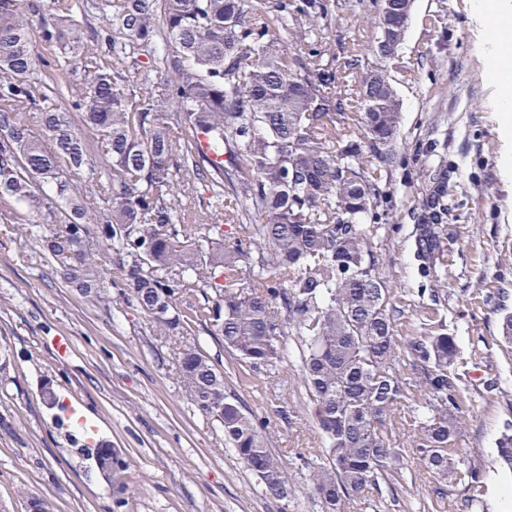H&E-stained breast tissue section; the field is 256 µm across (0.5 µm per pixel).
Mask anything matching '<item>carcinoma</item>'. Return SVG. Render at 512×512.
I'll return each instance as SVG.
<instances>
[{
    "instance_id": "cac0c4a2",
    "label": "carcinoma",
    "mask_w": 512,
    "mask_h": 512,
    "mask_svg": "<svg viewBox=\"0 0 512 512\" xmlns=\"http://www.w3.org/2000/svg\"><path fill=\"white\" fill-rule=\"evenodd\" d=\"M102 33H85L84 0H52L33 48L28 0H0V200L44 229L39 241L89 303L107 299L103 264L124 275L128 299L160 329L210 323L252 368L277 370L286 329L300 337L301 372L325 438L310 471L322 512L379 490L401 449L386 421L404 397L396 370V296L380 277L362 221L389 204L378 187L394 160L400 103L383 68L357 96L364 136L345 126L336 68L318 44L302 59L283 43L317 35L327 0H94ZM410 0L379 4V28L403 40ZM165 89L133 85L140 57ZM81 71L84 87L71 75ZM99 136L97 176L82 130ZM206 145H201V139ZM207 184L205 211L188 206ZM448 189L423 202L419 270L445 266ZM259 221L254 222L252 218ZM204 293L188 313L179 301ZM422 375L425 412L415 454L433 491L480 494L483 470L457 447L465 411L455 338L439 323L405 342ZM178 380L196 409L259 479L287 496L281 460L261 426L224 390L201 351L179 352Z\"/></svg>"
}]
</instances>
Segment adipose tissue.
<instances>
[{"instance_id": "ef3b65f1", "label": "adipose tissue", "mask_w": 512, "mask_h": 512, "mask_svg": "<svg viewBox=\"0 0 512 512\" xmlns=\"http://www.w3.org/2000/svg\"><path fill=\"white\" fill-rule=\"evenodd\" d=\"M472 11L494 26L493 38L483 46L485 69L494 107L502 114L499 134L512 144V0H474Z\"/></svg>"}]
</instances>
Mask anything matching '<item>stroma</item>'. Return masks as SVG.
Wrapping results in <instances>:
<instances>
[{
  "instance_id": "stroma-1",
  "label": "stroma",
  "mask_w": 512,
  "mask_h": 512,
  "mask_svg": "<svg viewBox=\"0 0 512 512\" xmlns=\"http://www.w3.org/2000/svg\"><path fill=\"white\" fill-rule=\"evenodd\" d=\"M379 0H329L320 25L331 44L338 96L356 98L364 77L386 68L401 102L395 160L379 185L391 204L370 233L379 271L398 296V341L418 335L429 316L455 336L456 368L468 410L459 447L473 452L484 493L436 497L412 447L422 397L418 376L397 368L408 386L389 431L401 449L402 477L380 493L347 501L345 512H512V470L497 444L512 430V345L502 337L512 314V181L500 173L504 144L492 89L476 52L486 31L471 0H412L394 58L375 53ZM448 185L443 230L444 289L432 293L418 270L416 228L421 205L438 182ZM24 212L0 202V512H28L33 498L54 512H321L309 472L292 454L325 461V441L305 386L300 339L284 336L286 359L276 373L251 370L225 349L209 325L193 323L166 336L122 291V272L103 277L108 299L93 305L73 291L41 256ZM503 289L485 303L478 289ZM59 336L73 350L61 357ZM193 346L223 372L227 393L265 425L279 455L288 495H265L258 480L224 444V431L203 417L181 386L178 357ZM54 401H47L45 391ZM75 398L113 448L120 468L100 471L84 434L58 408Z\"/></svg>"
}]
</instances>
